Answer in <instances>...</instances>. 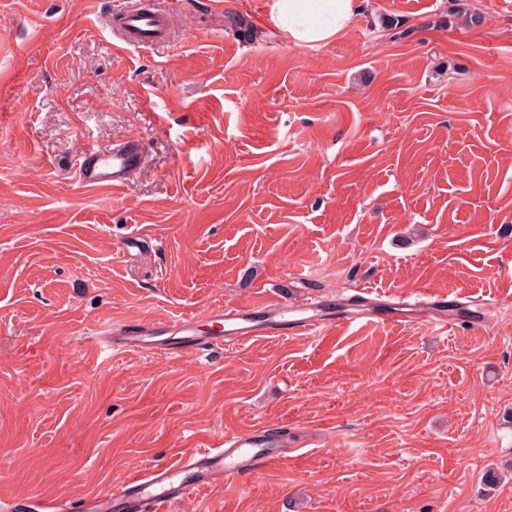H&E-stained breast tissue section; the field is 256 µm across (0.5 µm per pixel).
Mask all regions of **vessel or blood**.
Returning <instances> with one entry per match:
<instances>
[{
	"label": "vessel or blood",
	"instance_id": "vessel-or-blood-1",
	"mask_svg": "<svg viewBox=\"0 0 512 512\" xmlns=\"http://www.w3.org/2000/svg\"><path fill=\"white\" fill-rule=\"evenodd\" d=\"M168 18L163 12H147L134 7L113 15V29L124 45L152 48L166 36ZM145 162L144 152L133 139L113 142L107 147L84 148L77 157L76 171L81 183L90 188L119 190ZM367 304L358 302L335 312L325 306L315 313L312 302L302 303L296 318H288V306L279 301L264 303V316L255 309L218 305L205 316L182 315L167 319L134 321L116 332L113 349L122 354L160 353L179 356L211 345H237L258 336H300L313 334L343 319H365ZM432 308L424 296L397 302L395 310L409 322L425 321ZM223 325L222 335L207 337L204 322ZM296 445L287 436L268 429H255L225 436L212 448L184 454L171 465H151L138 470L121 484L95 493L72 492L63 497L35 500L36 512H167L169 506L189 500L201 490L225 482L255 477L274 463L287 460Z\"/></svg>",
	"mask_w": 512,
	"mask_h": 512
}]
</instances>
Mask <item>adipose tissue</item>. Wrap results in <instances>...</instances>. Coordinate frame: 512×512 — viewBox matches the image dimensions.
I'll use <instances>...</instances> for the list:
<instances>
[{
  "label": "adipose tissue",
  "mask_w": 512,
  "mask_h": 512,
  "mask_svg": "<svg viewBox=\"0 0 512 512\" xmlns=\"http://www.w3.org/2000/svg\"><path fill=\"white\" fill-rule=\"evenodd\" d=\"M357 9V0L271 2L276 27L297 46L325 44L345 34Z\"/></svg>",
  "instance_id": "obj_1"
}]
</instances>
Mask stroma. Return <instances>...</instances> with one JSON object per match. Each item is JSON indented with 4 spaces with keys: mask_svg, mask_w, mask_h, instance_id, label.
<instances>
[{
    "mask_svg": "<svg viewBox=\"0 0 512 512\" xmlns=\"http://www.w3.org/2000/svg\"><path fill=\"white\" fill-rule=\"evenodd\" d=\"M134 1L172 10L170 38L113 51ZM269 2L0 0L13 512L255 427L303 447L174 512H512V0H358L317 47ZM123 139L144 167L83 186L80 150ZM362 292L381 312L473 300L483 324L339 322L175 358L98 335Z\"/></svg>",
    "mask_w": 512,
    "mask_h": 512,
    "instance_id": "1",
    "label": "stroma"
}]
</instances>
